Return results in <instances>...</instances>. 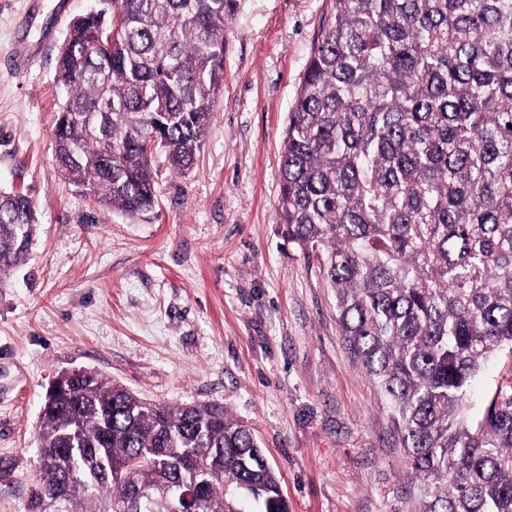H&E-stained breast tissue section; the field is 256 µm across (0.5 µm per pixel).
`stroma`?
I'll return each instance as SVG.
<instances>
[{"label": "stroma", "instance_id": "obj_1", "mask_svg": "<svg viewBox=\"0 0 512 512\" xmlns=\"http://www.w3.org/2000/svg\"><path fill=\"white\" fill-rule=\"evenodd\" d=\"M61 0H0V190L35 203L25 262L0 288V512H28L44 395L82 368L139 397L218 403L250 425L288 512H418L371 379L350 358L317 258L281 235L280 157L333 0H241L196 168L156 154L157 202L129 216L58 171ZM512 355L474 381L479 417Z\"/></svg>", "mask_w": 512, "mask_h": 512}]
</instances>
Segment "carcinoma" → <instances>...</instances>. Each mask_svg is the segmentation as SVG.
Instances as JSON below:
<instances>
[{
  "label": "carcinoma",
  "instance_id": "1",
  "mask_svg": "<svg viewBox=\"0 0 512 512\" xmlns=\"http://www.w3.org/2000/svg\"><path fill=\"white\" fill-rule=\"evenodd\" d=\"M240 2L112 0L72 24L53 150L77 192L135 216L156 201L155 154L194 168ZM280 204L283 237L322 260L421 512H512V380L462 418L485 363L512 351V0H335L289 113ZM35 224L32 199L0 192V276ZM38 445L29 512L46 490L61 512H288L223 407L149 402L91 370L45 394ZM182 483L200 492L180 505Z\"/></svg>",
  "mask_w": 512,
  "mask_h": 512
}]
</instances>
